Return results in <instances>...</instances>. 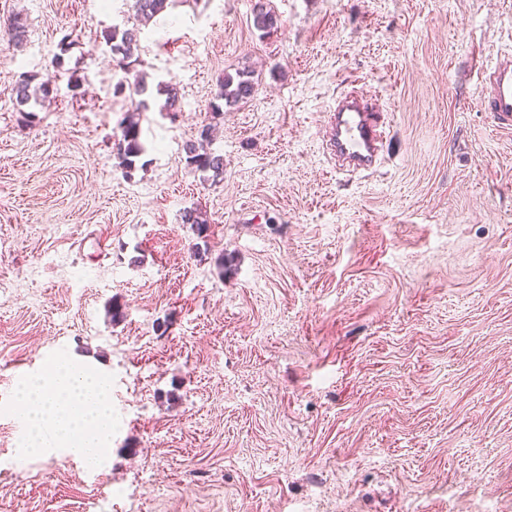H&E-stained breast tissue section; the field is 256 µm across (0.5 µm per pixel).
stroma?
<instances>
[{"label": "stroma", "instance_id": "35a3bbf8", "mask_svg": "<svg viewBox=\"0 0 512 512\" xmlns=\"http://www.w3.org/2000/svg\"><path fill=\"white\" fill-rule=\"evenodd\" d=\"M264 1L267 34L257 0L142 27L135 69L182 110L152 99L128 176L103 39L127 0H0L28 25L0 43V512H512V133L477 105L512 0ZM244 68L254 96L213 114ZM23 73L47 109L17 111ZM354 89L386 129L371 171L326 148ZM206 124L216 184L186 163ZM60 354L112 381L94 472L15 454V385ZM35 77L31 75H21L16 81L13 88L19 112H28L32 114L34 111H27L21 107L29 106L33 101L37 104L39 100L46 99L54 93L53 85L50 82H42L38 85L32 86Z\"/></svg>", "mask_w": 512, "mask_h": 512}]
</instances>
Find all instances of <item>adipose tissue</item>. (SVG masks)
I'll use <instances>...</instances> for the list:
<instances>
[{"mask_svg": "<svg viewBox=\"0 0 512 512\" xmlns=\"http://www.w3.org/2000/svg\"><path fill=\"white\" fill-rule=\"evenodd\" d=\"M34 405L17 416L23 433L16 454L66 457L90 470L102 467L112 445V385L97 369L72 357H56L19 384Z\"/></svg>", "mask_w": 512, "mask_h": 512, "instance_id": "adipose-tissue-1", "label": "adipose tissue"}]
</instances>
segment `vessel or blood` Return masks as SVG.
<instances>
[{"label": "vessel or blood", "instance_id": "b4317fda", "mask_svg": "<svg viewBox=\"0 0 512 512\" xmlns=\"http://www.w3.org/2000/svg\"><path fill=\"white\" fill-rule=\"evenodd\" d=\"M479 105L495 126L512 130V53L493 57L480 70ZM330 149L348 168L369 170L379 156L380 124L364 96L340 99L330 116Z\"/></svg>", "mask_w": 512, "mask_h": 512}]
</instances>
